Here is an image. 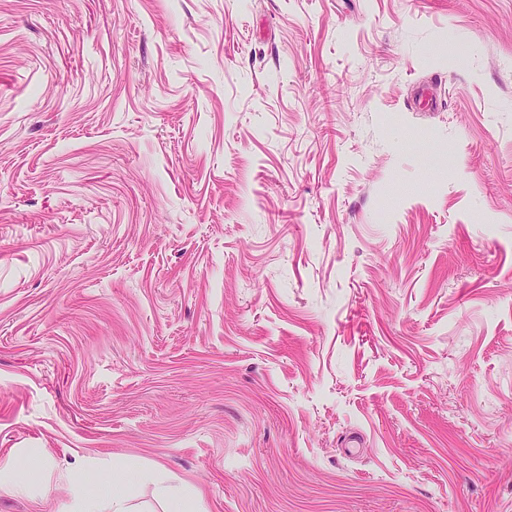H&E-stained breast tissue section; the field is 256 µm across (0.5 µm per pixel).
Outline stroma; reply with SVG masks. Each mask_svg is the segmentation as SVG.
<instances>
[{
  "label": "stroma",
  "mask_w": 512,
  "mask_h": 512,
  "mask_svg": "<svg viewBox=\"0 0 512 512\" xmlns=\"http://www.w3.org/2000/svg\"><path fill=\"white\" fill-rule=\"evenodd\" d=\"M7 460L512 512V0H0Z\"/></svg>",
  "instance_id": "35a3bbf8"
}]
</instances>
